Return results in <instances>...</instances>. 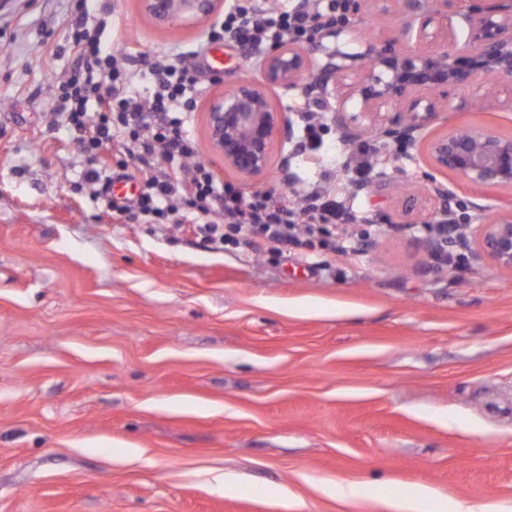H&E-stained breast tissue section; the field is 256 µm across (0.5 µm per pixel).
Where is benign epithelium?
<instances>
[{
  "label": "benign epithelium",
  "instance_id": "obj_1",
  "mask_svg": "<svg viewBox=\"0 0 512 512\" xmlns=\"http://www.w3.org/2000/svg\"><path fill=\"white\" fill-rule=\"evenodd\" d=\"M411 17L399 37L405 44L432 39L428 51H397L369 45L362 54L323 45V39H340L346 25L315 20L313 44L325 51L327 62L316 78L304 86L299 82L310 70V49L284 43L266 56L268 84L284 90L299 87L312 97L320 110L343 134H354L363 120L395 139L416 141L415 133L443 112H470L472 96H448V88L465 89L474 71L512 76V0H493L486 7H468L469 0H401ZM221 0H141L145 16L158 26L178 22H204L219 9ZM459 15L467 29L469 50L455 51L457 34L444 30L428 32L436 17ZM357 75L351 95L361 103V111L350 112L346 99L336 88L349 75ZM206 129L214 151L224 166L243 177L265 175L273 165L288 171V156L274 161L276 139H291L288 112L274 103L270 94L250 78H240L228 90L215 95L205 113ZM431 168L461 178L486 190L512 188V134H503L481 124L460 123L446 128L424 144ZM438 207L431 223L443 226L453 219L450 244L467 252L476 261L489 260L512 271V208L492 219L483 208L470 203L468 213L454 211L457 198L441 182L433 183Z\"/></svg>",
  "mask_w": 512,
  "mask_h": 512
}]
</instances>
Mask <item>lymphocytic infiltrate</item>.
Returning a JSON list of instances; mask_svg holds the SVG:
<instances>
[{
	"instance_id": "1",
	"label": "lymphocytic infiltrate",
	"mask_w": 512,
	"mask_h": 512,
	"mask_svg": "<svg viewBox=\"0 0 512 512\" xmlns=\"http://www.w3.org/2000/svg\"><path fill=\"white\" fill-rule=\"evenodd\" d=\"M312 21L302 7L263 14L251 0H237L210 37L230 40L250 53L288 36H307ZM111 26L109 7L94 15L86 0H79L68 41L74 67L58 86L67 109L53 113L52 120L79 135L90 152L122 147L124 157L115 168L92 166L83 173L96 194L107 197L113 214L129 219L150 215L159 222L177 211L182 223L200 224L208 242L235 245L248 239L257 248L268 246L278 252L335 238L338 228L349 221L335 201L317 203L312 224L302 228L288 207L260 194L242 202L232 187L195 163L196 144L186 123L188 112L197 105L198 77L207 60L204 50L194 51V60L187 65L145 54L125 57L105 35ZM144 74L154 81L152 94H130V86ZM131 157L147 176V191L134 200L112 198V184L126 178Z\"/></svg>"
}]
</instances>
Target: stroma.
Listing matches in <instances>:
<instances>
[{"instance_id":"stroma-1","label":"stroma","mask_w":512,"mask_h":512,"mask_svg":"<svg viewBox=\"0 0 512 512\" xmlns=\"http://www.w3.org/2000/svg\"><path fill=\"white\" fill-rule=\"evenodd\" d=\"M76 0H0V512H283L255 493L287 487L298 512H387L427 484L512 510V272L447 266L425 246L437 173L422 142L324 121L327 174L288 154V171L225 169L193 112L197 162L242 199L266 193L306 219V193L340 199L366 248L279 255L203 243L112 214L85 184L83 146L48 135ZM133 49L189 56L206 23L159 27L140 0H112ZM346 22L396 42L407 17L364 0ZM215 85L262 80L261 53L210 44ZM508 89L450 112L512 133ZM414 194L403 210L400 193ZM141 459L123 462L127 449ZM235 473L225 495L212 471ZM354 484L339 501L324 481Z\"/></svg>"}]
</instances>
